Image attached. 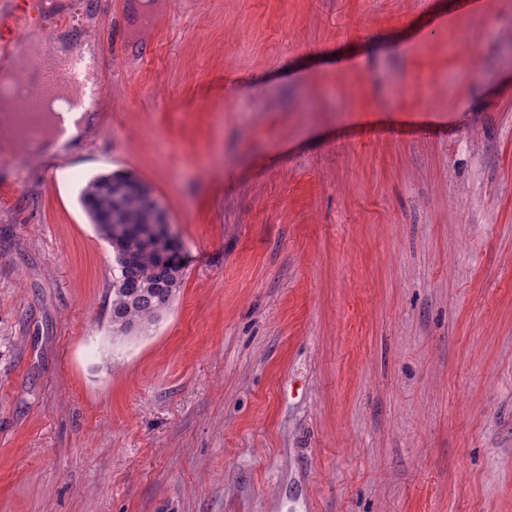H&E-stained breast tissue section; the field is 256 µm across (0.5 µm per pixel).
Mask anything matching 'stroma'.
<instances>
[{"instance_id": "1", "label": "stroma", "mask_w": 512, "mask_h": 512, "mask_svg": "<svg viewBox=\"0 0 512 512\" xmlns=\"http://www.w3.org/2000/svg\"><path fill=\"white\" fill-rule=\"evenodd\" d=\"M118 6L18 31L102 94L0 147V512H512V0H205L121 80ZM112 172L186 257L121 343Z\"/></svg>"}]
</instances>
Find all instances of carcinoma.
<instances>
[{"label":"carcinoma","mask_w":512,"mask_h":512,"mask_svg":"<svg viewBox=\"0 0 512 512\" xmlns=\"http://www.w3.org/2000/svg\"><path fill=\"white\" fill-rule=\"evenodd\" d=\"M134 175L102 174L91 179L82 204L92 223L109 241H117L112 276V338L124 339L158 321L180 291L183 266L160 265L166 238L156 226L160 217L152 192L132 184Z\"/></svg>","instance_id":"carcinoma-1"}]
</instances>
